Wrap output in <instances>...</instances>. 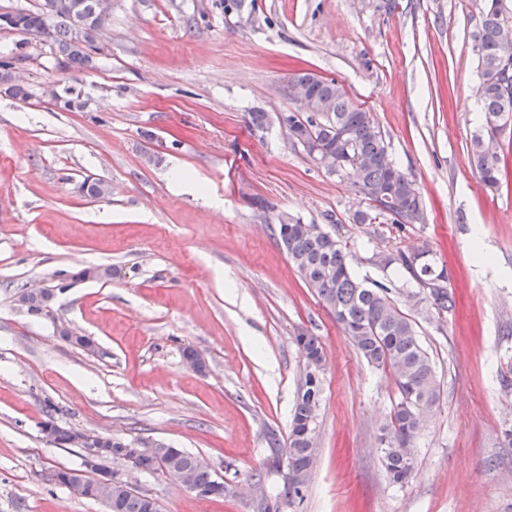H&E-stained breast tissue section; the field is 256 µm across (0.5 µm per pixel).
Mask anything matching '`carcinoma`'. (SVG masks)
I'll return each instance as SVG.
<instances>
[{"label": "carcinoma", "instance_id": "1", "mask_svg": "<svg viewBox=\"0 0 512 512\" xmlns=\"http://www.w3.org/2000/svg\"><path fill=\"white\" fill-rule=\"evenodd\" d=\"M52 16L43 8L20 10L14 30L30 35H47L51 48L59 55L66 72L84 73L94 67V54L101 51L100 39L109 23L98 21V0H53ZM83 19L81 34L74 32L77 19ZM512 23V0H480L478 29L474 35L479 82L476 93L485 117L482 130L471 141L472 164L480 181L488 188L499 186L506 170L501 134L512 123V76L508 87L498 77L504 47L499 32L505 22ZM289 84L305 89L313 111L290 113L285 118L288 138L302 146L318 145L344 160L340 172L352 178L353 185L369 201V208L354 214L357 223L386 217L403 227L424 223V209L415 181L391 157L380 128L371 113L356 106L342 83L317 77L308 72L291 76ZM273 232L284 245L288 259L302 281L311 288L336 323L371 366L390 369L396 380L397 400L389 418L380 428L378 442L381 464L389 480L404 485L414 474L412 443L416 421L438 403L440 385L432 360L423 348L416 323L390 296L384 283L359 280L351 268V251L316 224H303L298 218L277 215ZM427 252L416 255L410 250L376 254L377 263L394 266L409 274L420 291L399 290L415 304L426 302L437 312H446L454 299L444 282L448 271L437 268ZM28 311L39 314L49 306L43 294L24 292ZM299 352L319 361L322 348L319 337L301 331L295 336ZM321 377L304 370L292 409L288 434V474L302 477L299 482L288 478L272 499L261 502V512H283L302 497L314 466L315 448L307 438V428L317 421L321 401ZM108 465L122 462L127 441L103 444ZM133 466L141 472L156 474L166 469L173 473L188 472L195 484L205 490L212 487L213 471L197 456L181 448L160 442L157 449L137 457ZM50 481L74 491L84 488L88 499L105 496L112 500L111 512H148V495L134 488L123 489L103 484L97 470L58 468Z\"/></svg>", "mask_w": 512, "mask_h": 512}]
</instances>
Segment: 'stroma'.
Masks as SVG:
<instances>
[{
  "label": "stroma",
  "instance_id": "1",
  "mask_svg": "<svg viewBox=\"0 0 512 512\" xmlns=\"http://www.w3.org/2000/svg\"><path fill=\"white\" fill-rule=\"evenodd\" d=\"M381 2L112 0L96 67L75 78L43 38L0 28L32 93L0 94V512H105L48 481L81 463L43 434L48 401L59 424L166 442L235 487L207 499L137 474L163 512H257L252 475L273 495L288 473L266 434L288 437L301 330L326 353L318 455L284 512H512V180L485 187L469 154L484 124L476 0ZM303 71L372 114L425 223H356L367 200L292 146L285 89ZM69 87L82 109L56 105ZM87 178L111 195L85 196ZM282 212L336 235L358 278L402 287L373 259L398 248L448 269L453 309L401 306L441 387L405 486L378 445L395 377L303 283L271 229ZM87 266L113 276L73 283L47 314L18 305L31 284ZM62 321L95 352L61 340ZM187 346L204 371L185 364Z\"/></svg>",
  "mask_w": 512,
  "mask_h": 512
}]
</instances>
